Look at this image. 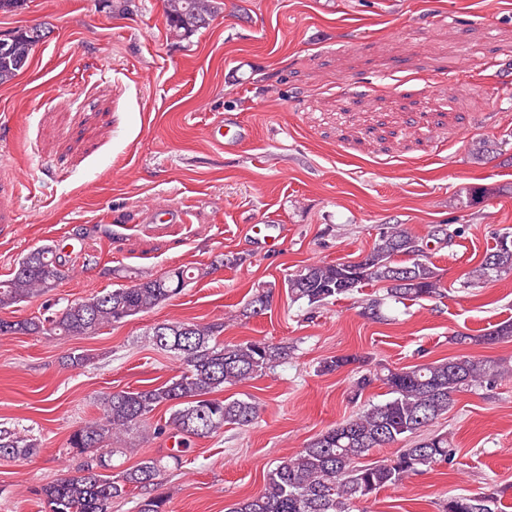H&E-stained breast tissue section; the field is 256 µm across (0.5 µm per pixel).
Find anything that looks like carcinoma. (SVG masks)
I'll list each match as a JSON object with an SVG mask.
<instances>
[{
	"mask_svg": "<svg viewBox=\"0 0 512 512\" xmlns=\"http://www.w3.org/2000/svg\"><path fill=\"white\" fill-rule=\"evenodd\" d=\"M135 0H104L112 15H128ZM224 6L223 0H164L170 38L188 41L209 25ZM46 38L40 26L0 34V84L24 71L36 45ZM406 255L411 262H397ZM68 261L46 245L30 251L17 263L11 278L0 280V310L45 294L66 277ZM512 273V234L498 237L493 251L467 273V283ZM209 271L177 267L156 277H140L121 288L101 291L72 301L47 317L20 321L0 319V335L48 334L62 337L93 336L116 323L147 313L180 294ZM383 286L389 299L417 300L441 295V278L428 255V242L402 224L383 228L377 242L356 261L311 264L286 281L288 296L318 308L329 299L349 296L364 285ZM223 325L193 320L164 321L152 327V341L182 362L165 382L136 390L116 391L102 401V413L74 430L68 447L89 460L76 473L43 486L38 495L48 512H111L112 501L156 485L158 476L179 455L149 457L116 475L112 456L135 444L136 439L164 426L150 425L161 406L170 411L169 424L182 443L208 438L226 425L248 427L259 417L254 400L218 398L213 393L260 376L287 360L291 348L266 340L224 343ZM512 338V321L480 336L457 335L459 345L492 344ZM506 369L485 359L457 357L391 368L378 364L355 385L361 392L375 382L388 398L354 417L316 435L304 448L268 472L258 494L239 500L227 512H350L351 505L386 487H398L423 468L451 461L457 453L446 433L420 436L424 428L448 412L453 394L491 385ZM407 438L406 448L368 461L370 451ZM37 439L14 429H0V457H31ZM137 512H168L167 498L157 494L140 498ZM438 512H501L496 492L452 496L438 504Z\"/></svg>",
	"mask_w": 512,
	"mask_h": 512,
	"instance_id": "carcinoma-1",
	"label": "carcinoma"
}]
</instances>
